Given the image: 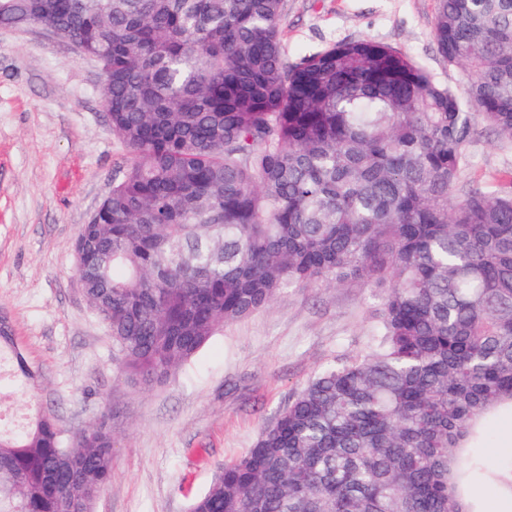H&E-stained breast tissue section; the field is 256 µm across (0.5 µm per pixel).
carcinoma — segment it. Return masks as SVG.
I'll use <instances>...</instances> for the list:
<instances>
[{"instance_id":"1","label":"carcinoma","mask_w":512,"mask_h":512,"mask_svg":"<svg viewBox=\"0 0 512 512\" xmlns=\"http://www.w3.org/2000/svg\"><path fill=\"white\" fill-rule=\"evenodd\" d=\"M284 0H0L107 54L130 155L74 256L133 384L165 382L286 288L380 290L369 353L323 368L224 464L191 512H473L481 420L512 405V173L458 191L467 147L512 141V0H437L460 96L368 39L290 62ZM7 386L38 378L11 324ZM112 409L64 435L37 408L0 426V512H93Z\"/></svg>"}]
</instances>
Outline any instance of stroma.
<instances>
[{
	"label": "stroma",
	"mask_w": 512,
	"mask_h": 512,
	"mask_svg": "<svg viewBox=\"0 0 512 512\" xmlns=\"http://www.w3.org/2000/svg\"><path fill=\"white\" fill-rule=\"evenodd\" d=\"M436 0H284L282 44L295 61L343 42L395 47L441 83L461 72L438 55ZM97 64L43 27H0V312L40 377L0 393V416L52 412L65 434L111 408L112 482L94 512H188L225 463L326 365L369 352L380 292L363 284L287 288L226 325L164 384L127 382L119 352L87 301L73 244L130 158L102 106ZM464 186L496 190L512 172V141L491 130L467 148ZM473 512H512V408L483 423L472 443Z\"/></svg>",
	"instance_id": "35a3bbf8"
}]
</instances>
